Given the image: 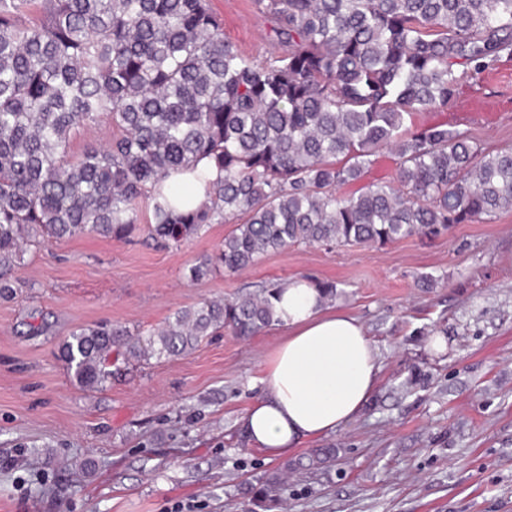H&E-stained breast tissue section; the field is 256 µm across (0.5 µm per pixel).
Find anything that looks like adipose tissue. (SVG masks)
Masks as SVG:
<instances>
[{
	"instance_id": "1",
	"label": "adipose tissue",
	"mask_w": 512,
	"mask_h": 512,
	"mask_svg": "<svg viewBox=\"0 0 512 512\" xmlns=\"http://www.w3.org/2000/svg\"><path fill=\"white\" fill-rule=\"evenodd\" d=\"M276 312L284 336L240 426L251 445L283 460L306 440L354 421L377 386L378 366L363 324L328 306L309 280L291 279Z\"/></svg>"
}]
</instances>
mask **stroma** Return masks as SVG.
<instances>
[{
  "label": "stroma",
  "instance_id": "1",
  "mask_svg": "<svg viewBox=\"0 0 512 512\" xmlns=\"http://www.w3.org/2000/svg\"><path fill=\"white\" fill-rule=\"evenodd\" d=\"M210 6L240 51L266 55L272 33L253 0ZM452 114L483 146L511 144L512 61L479 93L415 122ZM229 230L213 224L170 248L142 233L27 247L20 289L0 298V459L18 462L0 470V512H171L178 502L193 512H512V212L436 239L292 245L190 279ZM295 277L335 282L334 307L377 350L363 413L298 448L335 449L322 469L268 460L240 429L277 326L248 340L218 333L91 390L59 356L77 328L147 330L178 309Z\"/></svg>",
  "mask_w": 512,
  "mask_h": 512
}]
</instances>
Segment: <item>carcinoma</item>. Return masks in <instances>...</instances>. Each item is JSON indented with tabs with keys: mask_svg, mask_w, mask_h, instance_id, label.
<instances>
[{
	"mask_svg": "<svg viewBox=\"0 0 512 512\" xmlns=\"http://www.w3.org/2000/svg\"><path fill=\"white\" fill-rule=\"evenodd\" d=\"M270 56L239 51L208 0H0V296L26 246L140 230L177 245L232 230L190 269L239 272L295 244L384 246L512 211V146L417 127L512 60V0H255ZM119 131L72 150L82 129ZM395 177L368 179L381 152ZM223 176L192 204L173 173ZM362 186L344 195L341 189ZM280 284L181 308L146 331L80 328L60 356L82 388L121 362L175 359L277 321ZM336 454L317 448L308 466Z\"/></svg>",
	"mask_w": 512,
	"mask_h": 512,
	"instance_id": "cac0c4a2",
	"label": "carcinoma"
}]
</instances>
